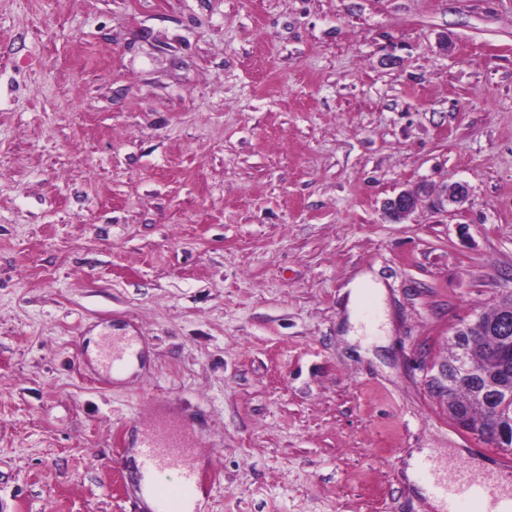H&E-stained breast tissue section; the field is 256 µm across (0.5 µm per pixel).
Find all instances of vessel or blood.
<instances>
[{
  "mask_svg": "<svg viewBox=\"0 0 512 512\" xmlns=\"http://www.w3.org/2000/svg\"><path fill=\"white\" fill-rule=\"evenodd\" d=\"M127 343L123 338L109 340L102 351L101 361L106 370L120 369ZM182 450L176 439H162L156 435L143 436L140 443V465L146 472L152 473L176 464ZM422 469L433 475L438 467L435 460L426 459ZM195 484V475L191 470H183L175 486H156L153 490L156 512H186ZM432 490L443 503L446 512H455L454 504L458 497L467 496L482 506V512H512V492L501 490L498 485L479 483L473 480L466 469H458L448 480L435 479Z\"/></svg>",
  "mask_w": 512,
  "mask_h": 512,
  "instance_id": "b4317fda",
  "label": "vessel or blood"
}]
</instances>
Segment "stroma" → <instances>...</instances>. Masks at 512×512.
I'll return each instance as SVG.
<instances>
[{
  "instance_id": "obj_1",
  "label": "stroma",
  "mask_w": 512,
  "mask_h": 512,
  "mask_svg": "<svg viewBox=\"0 0 512 512\" xmlns=\"http://www.w3.org/2000/svg\"><path fill=\"white\" fill-rule=\"evenodd\" d=\"M511 290L512 0H0V512H149L147 432L197 512H432L420 448L512 481L426 385ZM420 188L404 190L393 198L383 202L382 213L385 218L393 222H401L406 219L416 208ZM127 346L128 344L123 338L115 336L105 344L101 361L107 371H114L121 368ZM182 450L175 438L162 439L154 434L144 435L140 443V465L149 473L176 464Z\"/></svg>"
}]
</instances>
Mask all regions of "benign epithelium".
Listing matches in <instances>:
<instances>
[{
  "label": "benign epithelium",
  "mask_w": 512,
  "mask_h": 512,
  "mask_svg": "<svg viewBox=\"0 0 512 512\" xmlns=\"http://www.w3.org/2000/svg\"><path fill=\"white\" fill-rule=\"evenodd\" d=\"M469 195L468 186L454 182L444 187L439 205H460ZM419 189L404 190L383 202L382 213L393 222L406 219L416 208ZM484 353L465 352L454 356L453 380L456 385L470 387L474 404L493 415L496 447L512 446V305L490 314L484 324Z\"/></svg>",
  "instance_id": "benign-epithelium-1"
}]
</instances>
